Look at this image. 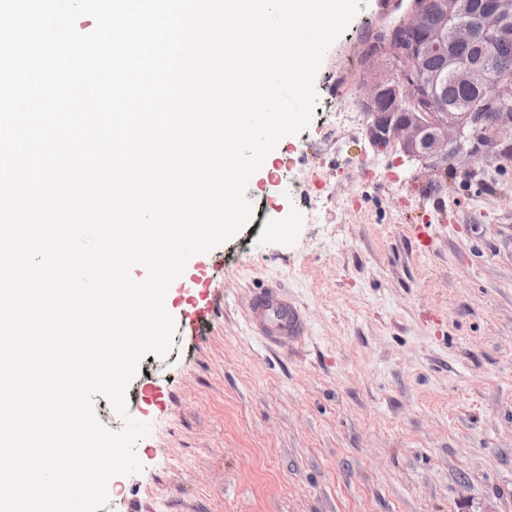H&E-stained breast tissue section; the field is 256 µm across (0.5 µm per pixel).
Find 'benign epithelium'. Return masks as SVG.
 <instances>
[{
  "instance_id": "1",
  "label": "benign epithelium",
  "mask_w": 512,
  "mask_h": 512,
  "mask_svg": "<svg viewBox=\"0 0 512 512\" xmlns=\"http://www.w3.org/2000/svg\"><path fill=\"white\" fill-rule=\"evenodd\" d=\"M463 16L474 18L476 23L457 21ZM448 19L454 21L449 28L434 27L425 3L410 0L400 28L389 27L383 32L378 56L360 84L370 145L377 147L384 139L407 158L425 162L434 172L450 158L462 159L465 142L470 139L490 148L512 135V72L508 70L500 72L495 98L474 95L459 111L418 112L406 103L410 81L406 77L394 79L392 69L393 61L407 53L402 35H421L413 52L418 62L432 55H448L450 80L472 90L487 80L484 54L461 61L451 54V46L474 44L487 32L497 42L512 40V0H448ZM383 101L402 102L404 106L380 112L377 106Z\"/></svg>"
}]
</instances>
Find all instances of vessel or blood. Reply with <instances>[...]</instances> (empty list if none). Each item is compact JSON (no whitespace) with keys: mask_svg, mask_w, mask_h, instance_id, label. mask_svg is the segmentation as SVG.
I'll return each mask as SVG.
<instances>
[{"mask_svg":"<svg viewBox=\"0 0 512 512\" xmlns=\"http://www.w3.org/2000/svg\"><path fill=\"white\" fill-rule=\"evenodd\" d=\"M248 324L255 335L275 347L298 343L307 332L304 311L287 294L272 286L251 296Z\"/></svg>","mask_w":512,"mask_h":512,"instance_id":"b4317fda","label":"vessel or blood"}]
</instances>
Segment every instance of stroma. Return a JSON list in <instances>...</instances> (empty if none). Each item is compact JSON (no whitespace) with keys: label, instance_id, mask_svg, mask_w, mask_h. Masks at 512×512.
I'll use <instances>...</instances> for the list:
<instances>
[{"label":"stroma","instance_id":"obj_1","mask_svg":"<svg viewBox=\"0 0 512 512\" xmlns=\"http://www.w3.org/2000/svg\"><path fill=\"white\" fill-rule=\"evenodd\" d=\"M397 18L363 0L318 97L362 23ZM366 123L283 137L273 156L294 150L296 168L279 184L260 168L248 224L188 260L210 312L180 328L195 292L169 288L173 348L127 390L151 427L143 469L115 476L100 512H512V158L435 176L374 151ZM269 285L308 319L285 350L246 320Z\"/></svg>","mask_w":512,"mask_h":512}]
</instances>
